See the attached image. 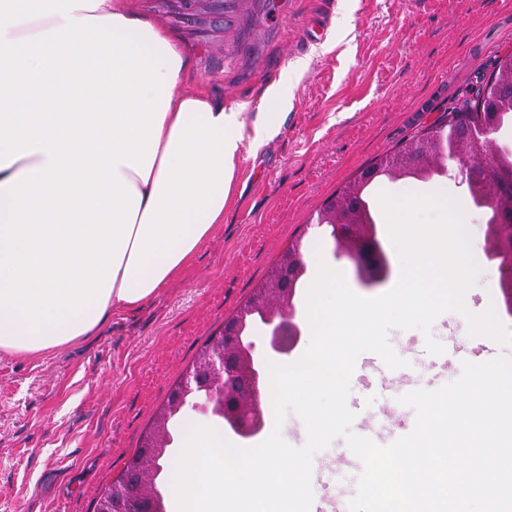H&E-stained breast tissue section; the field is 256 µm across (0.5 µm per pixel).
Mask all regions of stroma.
Here are the masks:
<instances>
[{"instance_id":"stroma-1","label":"stroma","mask_w":512,"mask_h":512,"mask_svg":"<svg viewBox=\"0 0 512 512\" xmlns=\"http://www.w3.org/2000/svg\"><path fill=\"white\" fill-rule=\"evenodd\" d=\"M160 24L190 58L184 88L203 87L225 108L255 120L265 91L288 82L280 129L244 145L232 199L192 264L144 304L113 312L94 336L37 355L0 351V512H93L103 490L132 457L225 321L236 317L288 245H313L317 215L360 169L393 154L448 110L468 83L512 51V0H214L186 15L179 0H129ZM376 192L430 190L465 195L460 167L429 182L379 177ZM390 264L382 282L362 283L347 256L324 243L358 295L395 286L398 253L378 224ZM433 337L451 360L427 352ZM407 367L366 369L358 356L350 399L363 403L354 433L388 445L408 434L413 408L399 396L456 380L462 361L512 357L468 333L459 313L441 315L430 334L391 330ZM344 438L315 454V497L354 493L358 476L335 478Z\"/></svg>"}]
</instances>
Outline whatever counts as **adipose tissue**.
<instances>
[{
	"label": "adipose tissue",
	"instance_id": "adipose-tissue-1",
	"mask_svg": "<svg viewBox=\"0 0 512 512\" xmlns=\"http://www.w3.org/2000/svg\"><path fill=\"white\" fill-rule=\"evenodd\" d=\"M128 0H0V349L38 354L172 282L223 223L247 122Z\"/></svg>",
	"mask_w": 512,
	"mask_h": 512
}]
</instances>
